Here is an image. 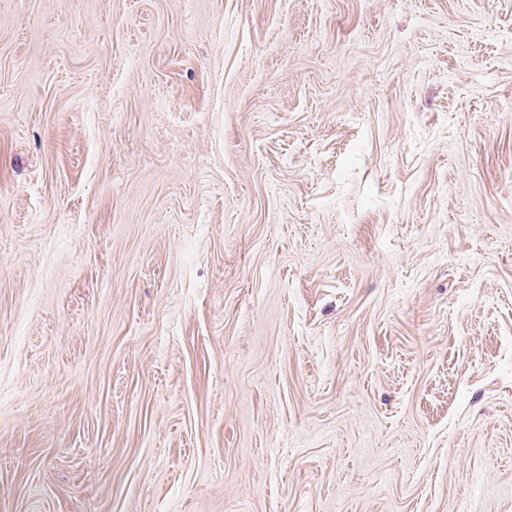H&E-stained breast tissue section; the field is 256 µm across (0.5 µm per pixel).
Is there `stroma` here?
<instances>
[{
    "mask_svg": "<svg viewBox=\"0 0 512 512\" xmlns=\"http://www.w3.org/2000/svg\"><path fill=\"white\" fill-rule=\"evenodd\" d=\"M0 512H512V0H0Z\"/></svg>",
    "mask_w": 512,
    "mask_h": 512,
    "instance_id": "stroma-1",
    "label": "stroma"
}]
</instances>
